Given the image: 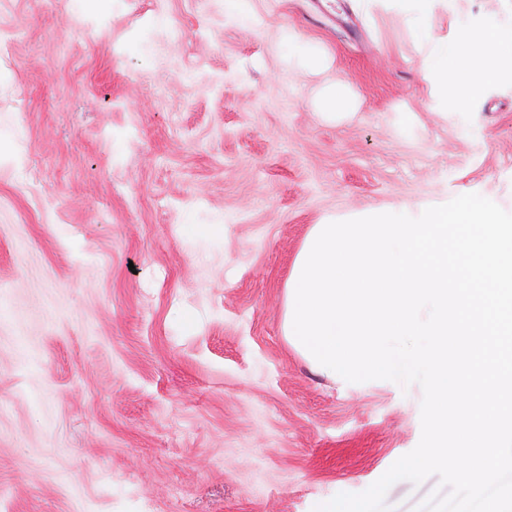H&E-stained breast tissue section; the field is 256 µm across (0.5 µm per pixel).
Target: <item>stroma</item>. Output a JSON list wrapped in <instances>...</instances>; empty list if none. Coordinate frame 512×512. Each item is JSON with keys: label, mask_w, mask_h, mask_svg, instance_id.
<instances>
[{"label": "stroma", "mask_w": 512, "mask_h": 512, "mask_svg": "<svg viewBox=\"0 0 512 512\" xmlns=\"http://www.w3.org/2000/svg\"><path fill=\"white\" fill-rule=\"evenodd\" d=\"M489 18L512 0H436L426 38L403 0H0V512H313L417 446L418 385L316 371L284 288L323 221L512 212V78L452 112L425 71ZM323 62L322 57L309 43H296L288 53L289 71L297 76H304L318 70ZM317 106L324 111V115L336 117L344 115L353 108V101L349 94L341 89L325 88L319 94L316 100Z\"/></svg>", "instance_id": "obj_1"}]
</instances>
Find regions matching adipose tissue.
I'll list each match as a JSON object with an SVG mask.
<instances>
[{
	"label": "adipose tissue",
	"mask_w": 512,
	"mask_h": 512,
	"mask_svg": "<svg viewBox=\"0 0 512 512\" xmlns=\"http://www.w3.org/2000/svg\"><path fill=\"white\" fill-rule=\"evenodd\" d=\"M512 43V30L494 26L464 31L452 48L435 49L426 61L444 101L463 110L481 86L502 70L503 42Z\"/></svg>",
	"instance_id": "ef3b65f1"
}]
</instances>
